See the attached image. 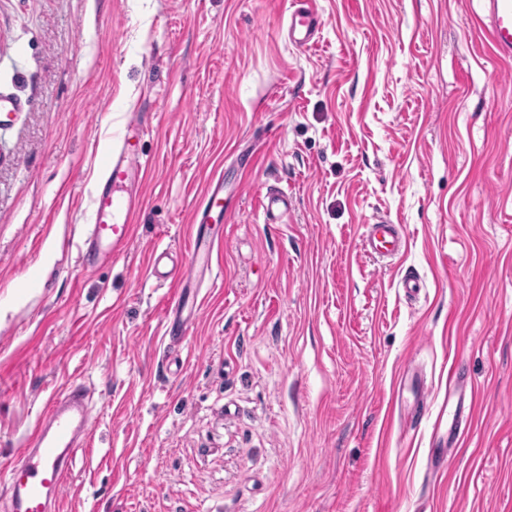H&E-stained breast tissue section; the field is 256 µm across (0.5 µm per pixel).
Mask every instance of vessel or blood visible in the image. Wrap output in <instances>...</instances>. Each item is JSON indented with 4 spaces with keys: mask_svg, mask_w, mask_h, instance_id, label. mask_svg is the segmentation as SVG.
Wrapping results in <instances>:
<instances>
[{
    "mask_svg": "<svg viewBox=\"0 0 512 512\" xmlns=\"http://www.w3.org/2000/svg\"><path fill=\"white\" fill-rule=\"evenodd\" d=\"M480 2L482 9L476 20L486 32L492 52L501 59L512 58V0ZM320 28L319 15L311 8L294 7L288 16V40L297 46L313 43ZM144 134L139 120L130 121L119 147L104 158L105 180L95 197L93 222L85 230L83 244L105 259L125 253L134 236L133 215L139 203L134 183L150 165L140 149ZM223 202V182L210 184L193 214L191 253L165 272L159 269L163 253H153L152 277L182 288L212 271L216 239L208 235L207 227L213 208ZM288 207V196L284 192L273 190L263 198L262 209L268 221L286 217ZM363 242L367 250L382 257L393 256L402 247L396 226L384 220L368 225ZM197 316V308L187 306L183 299H176L165 312L167 335L188 329ZM90 421L87 394L79 384H69L50 401L29 431L18 460L8 470L9 512H51L56 507L77 450L88 438Z\"/></svg>",
    "mask_w": 512,
    "mask_h": 512,
    "instance_id": "vessel-or-blood-1",
    "label": "vessel or blood"
}]
</instances>
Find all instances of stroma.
Returning a JSON list of instances; mask_svg holds the SVG:
<instances>
[{
    "label": "stroma",
    "mask_w": 512,
    "mask_h": 512,
    "mask_svg": "<svg viewBox=\"0 0 512 512\" xmlns=\"http://www.w3.org/2000/svg\"><path fill=\"white\" fill-rule=\"evenodd\" d=\"M311 3L298 47L291 0H0V90L24 104L0 124V512L68 382L93 427L59 512H512V59L478 0ZM134 116L135 235L88 271L81 227ZM217 173L219 267L173 342L148 265L188 254ZM378 217L400 254L363 247ZM293 4L294 9L288 16V40L299 47H306L317 39L321 20L313 9L301 7L305 5L302 0H295ZM288 194L273 190L268 191L262 202V209L268 221L276 222L288 215Z\"/></svg>",
    "instance_id": "obj_1"
}]
</instances>
